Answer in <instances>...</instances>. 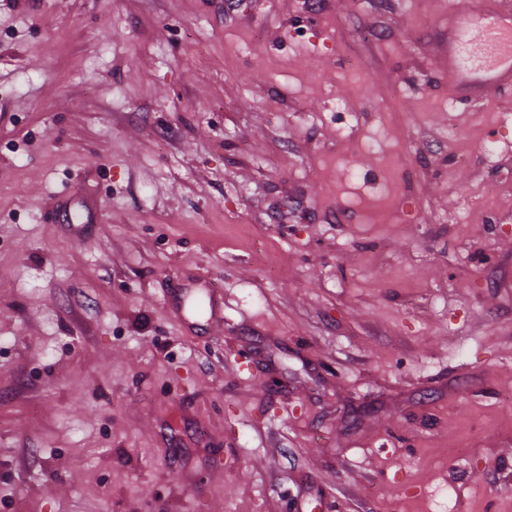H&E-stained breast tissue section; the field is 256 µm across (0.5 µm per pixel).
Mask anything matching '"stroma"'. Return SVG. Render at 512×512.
<instances>
[{
    "mask_svg": "<svg viewBox=\"0 0 512 512\" xmlns=\"http://www.w3.org/2000/svg\"><path fill=\"white\" fill-rule=\"evenodd\" d=\"M226 2L0 0V512H512L499 0ZM512 17L511 8L499 13L498 20L483 25L481 34L482 54H477L472 46L469 33L475 22L467 19L457 24L451 16L448 26L453 29V36L448 44V68L457 75V86H467L474 80L479 81L481 93L512 83ZM502 58L510 60V67L499 70L496 65Z\"/></svg>",
    "mask_w": 512,
    "mask_h": 512,
    "instance_id": "obj_1",
    "label": "stroma"
}]
</instances>
